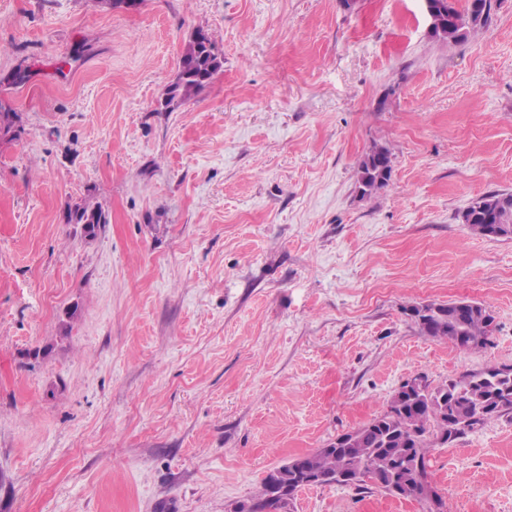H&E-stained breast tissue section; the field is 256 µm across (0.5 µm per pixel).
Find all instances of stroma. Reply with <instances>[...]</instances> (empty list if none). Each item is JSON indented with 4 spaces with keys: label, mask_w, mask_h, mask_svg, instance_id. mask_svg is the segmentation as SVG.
Listing matches in <instances>:
<instances>
[{
    "label": "stroma",
    "mask_w": 512,
    "mask_h": 512,
    "mask_svg": "<svg viewBox=\"0 0 512 512\" xmlns=\"http://www.w3.org/2000/svg\"><path fill=\"white\" fill-rule=\"evenodd\" d=\"M199 28L223 67L165 109ZM0 104V512H236L405 381L512 366V238L461 220L512 193V0L456 44L421 0H0ZM449 300L491 311L487 346L405 313ZM427 471L433 503L316 485L289 512H512V411ZM391 160L383 147L374 145L358 166L357 182L361 195L369 197L388 185L391 178ZM107 222L108 217L102 209L90 206H78L67 216V223L83 224L84 233L90 238L95 237L101 224Z\"/></svg>",
    "instance_id": "1"
}]
</instances>
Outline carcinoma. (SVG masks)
I'll list each match as a JSON object with an SVG mask.
<instances>
[{
    "instance_id": "obj_1",
    "label": "carcinoma",
    "mask_w": 512,
    "mask_h": 512,
    "mask_svg": "<svg viewBox=\"0 0 512 512\" xmlns=\"http://www.w3.org/2000/svg\"><path fill=\"white\" fill-rule=\"evenodd\" d=\"M492 7L493 0H468L461 10L457 0H444L450 20L440 22L431 16V34L440 40L461 41L469 30L487 24ZM180 62L183 71L168 89L166 107L176 100L190 99L222 67L215 43L202 29L185 43ZM391 172L388 151L373 146L358 166L361 195L369 197L387 186ZM462 218L482 236L512 238V193L480 196L471 202ZM67 223L83 225L85 235L93 238L100 226L108 223V217L100 208L78 206L68 214ZM407 312L423 335L446 339L462 350L487 345L495 330L491 312L465 300L413 305ZM509 409L512 367L488 368L438 386L424 377L413 388L405 382L392 394L385 412L272 470L263 481L261 498L239 505L236 512H284L295 492L317 478L322 484L342 480L359 488L368 475L384 492L429 499L433 491L427 481L426 454L432 441L452 442Z\"/></svg>"
}]
</instances>
